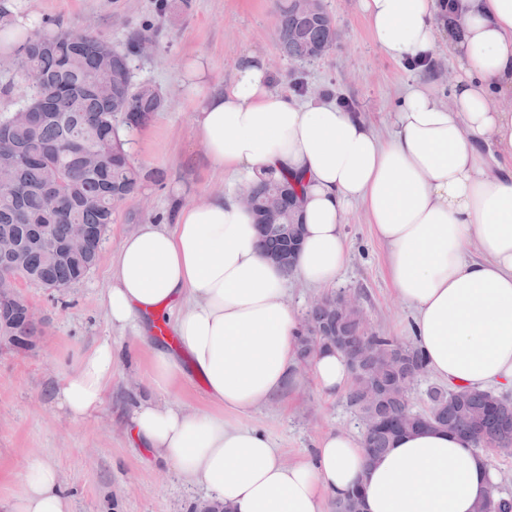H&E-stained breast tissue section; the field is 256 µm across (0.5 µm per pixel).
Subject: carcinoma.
Returning <instances> with one entry per match:
<instances>
[{"mask_svg": "<svg viewBox=\"0 0 512 512\" xmlns=\"http://www.w3.org/2000/svg\"><path fill=\"white\" fill-rule=\"evenodd\" d=\"M276 40L283 57L296 62L321 58L336 45L338 31L321 3L277 0ZM140 37L123 47L100 34L75 28L43 29L32 35L16 56L31 81V91L16 107L40 114L33 123L17 124L12 113L0 114V238L11 240L21 264L0 256L1 281H25L45 288L68 286L85 278L95 266L115 207L136 194L142 174L129 158V137L164 107L150 84L133 81L132 60L140 54ZM256 223L271 224L263 235L267 251L288 248L274 228L294 221L283 212L269 215L268 203L278 194L296 193L292 177L282 172L260 175L248 188ZM81 234L86 248L63 254L47 247ZM352 345H369L370 353L354 368L348 401L358 411H372L388 425L362 434L363 447L377 456L399 436L391 424L427 422L463 436L476 448H512V400L489 390L437 386L428 392L430 408L418 413L409 392L426 372L423 358L411 345L380 336L366 324L362 310L342 319ZM13 337L15 349L41 337L42 324L29 320L23 306L0 301V330ZM360 490L334 500L331 512H357ZM476 512H512V496L493 484Z\"/></svg>", "mask_w": 512, "mask_h": 512, "instance_id": "obj_1", "label": "carcinoma"}]
</instances>
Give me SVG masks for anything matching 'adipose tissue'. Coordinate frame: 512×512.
Here are the masks:
<instances>
[{
    "instance_id": "obj_1",
    "label": "adipose tissue",
    "mask_w": 512,
    "mask_h": 512,
    "mask_svg": "<svg viewBox=\"0 0 512 512\" xmlns=\"http://www.w3.org/2000/svg\"><path fill=\"white\" fill-rule=\"evenodd\" d=\"M361 8L389 58L431 55L445 37L460 71L446 104L421 81L408 85L385 137L360 113L273 90L257 56L243 57L219 92L208 58L182 66L214 168L244 181L285 171L302 182L305 237L292 270L264 256L252 214L231 196L187 204L170 226L140 225L110 264L112 326L143 337L170 319L184 357L224 408L187 414L145 398L129 414V432L203 483L226 512H323L326 498L355 487L364 512H475L497 480L485 455L443 429L400 436L376 457L361 439L329 433L312 459L288 464L263 432L223 417L293 381L304 321L282 300L288 278L336 282L349 260L343 222L354 204L387 248L386 274L414 312L428 372L454 385L512 388V111L487 105L493 95L512 98V0H456L449 36L435 0H361ZM115 360L106 342L82 357L57 394L70 417L101 407ZM313 373L330 395L350 379L333 349L314 356ZM8 512H70L56 466L34 461Z\"/></svg>"
}]
</instances>
